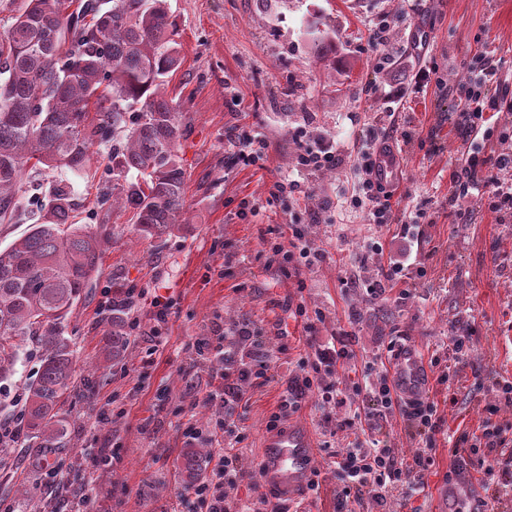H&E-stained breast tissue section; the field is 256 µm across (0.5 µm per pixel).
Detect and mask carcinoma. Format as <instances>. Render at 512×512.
<instances>
[{
    "label": "carcinoma",
    "mask_w": 512,
    "mask_h": 512,
    "mask_svg": "<svg viewBox=\"0 0 512 512\" xmlns=\"http://www.w3.org/2000/svg\"><path fill=\"white\" fill-rule=\"evenodd\" d=\"M70 0H22L0 38V220H13L27 168L82 172L94 148L112 144V208L130 211L138 232L153 237L181 223L183 134L168 78L182 66L177 28L166 0H112V8ZM44 221L0 250V382L16 371L21 344L43 355L26 392L11 441L27 449V472L70 451L62 407L74 391V351L65 322L98 270V238L75 222L66 180L50 183ZM105 361L128 344L122 299H114ZM205 448L183 454L181 479L204 478Z\"/></svg>",
    "instance_id": "1"
}]
</instances>
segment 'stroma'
<instances>
[{
	"label": "stroma",
	"instance_id": "35a3bbf8",
	"mask_svg": "<svg viewBox=\"0 0 512 512\" xmlns=\"http://www.w3.org/2000/svg\"><path fill=\"white\" fill-rule=\"evenodd\" d=\"M167 6L183 58L169 89L180 98L184 126L185 221L162 236L142 237L130 213L98 205L99 188L111 183L101 159L71 175L78 221L100 249L99 273L66 320L81 391L63 407L77 421L70 462L58 472L32 474L34 497L25 507L15 490L22 450L0 445V512H70L62 502L49 506L44 495L76 473L96 512H192L196 503L179 475L182 455L192 446L217 453L209 436L225 413L220 402L205 405L202 397L220 367L235 368L241 355L267 362L268 382L242 384L234 422L223 434L243 463H261L266 420L309 354L303 322L288 316L297 303L322 313V339L351 336L354 356L344 382L356 405L365 401L358 388L367 364L390 362V341L417 345L433 376L426 397L442 425L423 490L407 500L398 493L381 503L371 495L344 500L337 496L333 456L355 435L338 428L345 410L326 417L308 395L291 419L313 435L320 489L283 504L284 512H438L452 472L483 489V454L456 455L451 446L461 434L478 433L488 408H495V421L512 425V405L502 404L497 392L498 382L512 381V222L501 223L488 202L471 198L461 212L448 209L466 149L458 101L448 90L480 51L494 54L502 74L512 73V0H167ZM382 15L390 22L391 61L380 66L370 33ZM313 25L335 44V63L313 55ZM411 53L412 65L405 61ZM421 66L430 69L431 81L419 89L414 77ZM399 89L404 98L392 101L390 92ZM389 111L397 129L411 135L401 146L404 168L392 203L418 214L424 234L412 248L408 297L373 299L365 285L375 279L377 263L363 241L371 237L384 252H396L403 245L400 228L369 225L346 197L353 142L359 131L380 132L378 119ZM300 127L335 142L341 164L310 174L300 169L292 139ZM249 138L268 143L262 166L230 159L231 144ZM278 177L308 180L313 192L282 204L269 195ZM245 200L255 202L256 214L242 215ZM281 224L301 225L325 252L303 278L266 266ZM130 287L160 289L173 308L155 354L134 332L120 360L108 364L102 338L112 316L100 303ZM244 323L255 333L247 343L235 334ZM217 324L227 354L220 367L196 350ZM466 329L469 347L458 358L448 339ZM40 359L38 345L25 341L16 374L0 385V423L13 424L22 410ZM446 370L455 376L449 385L438 380ZM327 427L335 436L324 437ZM191 428L199 433L192 442L185 437ZM375 436L404 459L426 445L398 410L379 422ZM108 438L118 455L103 466L100 448Z\"/></svg>",
	"mask_w": 512,
	"mask_h": 512
}]
</instances>
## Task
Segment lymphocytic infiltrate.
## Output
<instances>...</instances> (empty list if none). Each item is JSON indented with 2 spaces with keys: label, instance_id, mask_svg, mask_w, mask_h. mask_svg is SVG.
<instances>
[{
  "label": "lymphocytic infiltrate",
  "instance_id": "f902f5d3",
  "mask_svg": "<svg viewBox=\"0 0 512 512\" xmlns=\"http://www.w3.org/2000/svg\"><path fill=\"white\" fill-rule=\"evenodd\" d=\"M498 66L490 54H479L466 77V91L460 98L461 126L469 139V146L461 159L463 180L457 181L454 193L448 198L449 207H457L462 199L489 197L492 205L501 211L503 218L512 219V183L501 182L497 174L512 171V146L503 148L499 153H486L477 135L484 124L489 123L499 112L501 100L491 94L489 85L497 76ZM293 138L298 147L297 163L305 170H318L334 167L338 164L336 149L332 143L309 139L306 128L297 129ZM393 133L367 139L363 143L355 161L356 185L352 191L353 207L366 210L368 221L372 224H396L401 230L404 241L418 240L420 231L416 225L407 221L405 215L394 210L391 193L372 177L373 157L375 153L393 143ZM291 239L288 244H273L268 257L269 265L289 276L301 277L304 271L322 262L325 254L314 247L305 238L299 225H291ZM295 316L304 320L308 334L307 342L312 349L310 361L302 368L293 386L280 402L267 422L268 430L278 429L280 423L296 412L307 393H315L329 410L348 407L351 396L337 374L340 368L353 357V350L345 337L334 336L321 339L317 334L316 322L308 318L304 305H297ZM268 367L256 359L240 361L235 372L222 373L218 386L207 392V399L221 398L224 403L234 404L242 398L240 385L250 379L265 377ZM371 409L364 417L368 426H375L377 420L386 418L395 409H402L404 415L412 421L421 435L433 438L439 429L436 410L432 403L421 400L412 407L400 408V397L389 374L383 373L365 387ZM460 443L468 445L471 452L486 449L488 463L485 467L486 481L492 485L495 494L512 491V442L507 441L500 426L492 420H485L478 436L461 435ZM433 448L416 449L411 460H404L394 449L380 446L375 440H361L354 446L337 451V475L342 482V496L364 494L383 499L389 490L420 485L425 473L434 464ZM234 472L237 481L256 483L255 467L241 464L238 456L218 453L210 476L200 482L192 495L206 512H256L252 504L230 496L224 488V476Z\"/></svg>",
  "mask_w": 512,
  "mask_h": 512
}]
</instances>
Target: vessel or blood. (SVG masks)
Returning <instances> with one entry per match:
<instances>
[{
    "instance_id": "vessel-or-blood-1",
    "label": "vessel or blood",
    "mask_w": 512,
    "mask_h": 512,
    "mask_svg": "<svg viewBox=\"0 0 512 512\" xmlns=\"http://www.w3.org/2000/svg\"><path fill=\"white\" fill-rule=\"evenodd\" d=\"M401 172L398 152L377 157L375 174L384 187L393 186ZM391 374L405 404H414L424 397L429 375L417 347L403 344L396 348ZM316 460L317 451L311 432L306 427L291 422L267 436L262 478L282 496L294 500L305 489L316 466ZM448 498L454 512H485L481 497L476 496L465 482L449 485Z\"/></svg>"
}]
</instances>
